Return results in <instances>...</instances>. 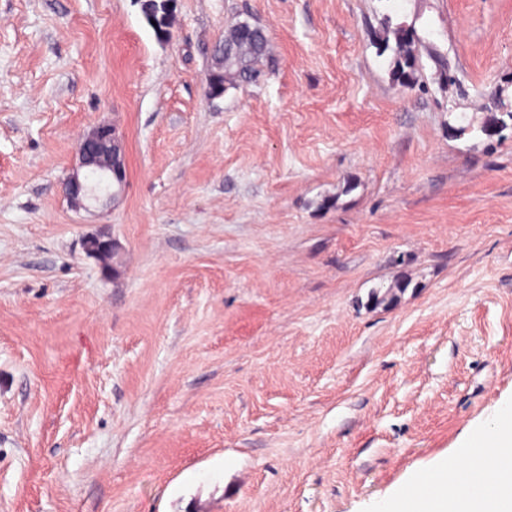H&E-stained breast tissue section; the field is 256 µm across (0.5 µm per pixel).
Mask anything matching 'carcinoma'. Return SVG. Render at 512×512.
Instances as JSON below:
<instances>
[{"label": "carcinoma", "instance_id": "cac0c4a2", "mask_svg": "<svg viewBox=\"0 0 512 512\" xmlns=\"http://www.w3.org/2000/svg\"><path fill=\"white\" fill-rule=\"evenodd\" d=\"M144 18L158 40L168 37L169 19L164 12L146 14ZM393 35L394 44H389L387 38L383 39L380 52H393L392 80L401 86H408L418 71L425 45L411 29L397 28ZM224 46L227 50L214 54L213 65L208 73V90L211 94H220L229 87L250 83L251 76L260 73L259 63L267 57L264 31L246 22L227 31Z\"/></svg>", "mask_w": 512, "mask_h": 512}]
</instances>
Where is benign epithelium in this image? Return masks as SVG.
I'll use <instances>...</instances> for the list:
<instances>
[{
	"label": "benign epithelium",
	"mask_w": 512,
	"mask_h": 512,
	"mask_svg": "<svg viewBox=\"0 0 512 512\" xmlns=\"http://www.w3.org/2000/svg\"><path fill=\"white\" fill-rule=\"evenodd\" d=\"M124 136L114 126L99 124L91 129L78 144L80 165L92 168V173L68 177L66 189L71 203L77 207L86 199L100 200L111 197L112 183H123L126 176ZM84 249L88 256L98 260H109L114 255L112 239L104 236H89Z\"/></svg>",
	"instance_id": "7a95c632"
}]
</instances>
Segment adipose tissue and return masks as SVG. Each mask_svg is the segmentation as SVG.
I'll use <instances>...</instances> for the list:
<instances>
[{
  "instance_id": "obj_1",
  "label": "adipose tissue",
  "mask_w": 512,
  "mask_h": 512,
  "mask_svg": "<svg viewBox=\"0 0 512 512\" xmlns=\"http://www.w3.org/2000/svg\"><path fill=\"white\" fill-rule=\"evenodd\" d=\"M512 403L473 430L457 452L415 471L374 512H512Z\"/></svg>"
}]
</instances>
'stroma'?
<instances>
[{"label":"stroma","instance_id":"obj_1","mask_svg":"<svg viewBox=\"0 0 512 512\" xmlns=\"http://www.w3.org/2000/svg\"><path fill=\"white\" fill-rule=\"evenodd\" d=\"M240 22L271 63L210 98ZM508 112L512 0H176L165 41L0 0V512H371L458 449L512 402ZM104 121L126 181L73 207ZM393 35L394 46H390L389 38H384L380 53L388 49L393 52L392 80L401 86H408L415 78L426 47L412 29L397 28ZM84 249L89 257L109 260L114 255V244L111 238L104 236H89L85 239Z\"/></svg>","mask_w":512,"mask_h":512}]
</instances>
